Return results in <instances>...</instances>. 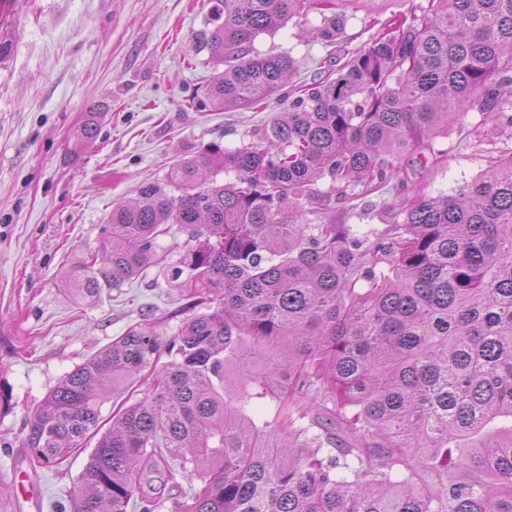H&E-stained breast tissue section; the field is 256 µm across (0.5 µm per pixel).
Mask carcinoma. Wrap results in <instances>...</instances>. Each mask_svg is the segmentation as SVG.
Listing matches in <instances>:
<instances>
[{"instance_id": "cac0c4a2", "label": "carcinoma", "mask_w": 512, "mask_h": 512, "mask_svg": "<svg viewBox=\"0 0 512 512\" xmlns=\"http://www.w3.org/2000/svg\"><path fill=\"white\" fill-rule=\"evenodd\" d=\"M361 2L377 0H215L204 47L224 69L206 101L288 107L248 144L188 152L113 203L98 246L65 269L92 298L158 267L191 311L166 341L149 318L130 326L30 414L35 471L95 441L70 512H160L189 472L201 484L174 512H512V147L450 195L400 181L397 221L372 241L302 207L323 177L345 202L447 155L438 138L469 112L512 129V0L375 16L363 47L298 87L291 56L254 46L295 18L337 44ZM103 116L85 113L78 138ZM176 224L174 261L159 239ZM232 375L255 392L229 394ZM142 385L103 427L107 396ZM266 397L260 427L247 411Z\"/></svg>"}]
</instances>
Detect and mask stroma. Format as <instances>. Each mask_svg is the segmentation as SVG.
<instances>
[{"label": "stroma", "mask_w": 512, "mask_h": 512, "mask_svg": "<svg viewBox=\"0 0 512 512\" xmlns=\"http://www.w3.org/2000/svg\"><path fill=\"white\" fill-rule=\"evenodd\" d=\"M214 0H0V492L21 512L66 503L88 451L62 473H32L23 446L29 412L68 371L142 316L158 319L162 339L177 331L182 305L148 268L123 287L77 302L62 278L69 259L98 245L113 201L163 181L187 150L237 148L280 109L211 111L199 106L216 72L196 38L211 30ZM259 52L290 54L293 83L311 81L331 49L305 41L298 21L257 37ZM105 114L95 142L73 133L85 112ZM468 113L441 139V164L406 166L401 178L427 194L474 181L490 149L512 145L501 132L473 136ZM393 192L335 204L329 216L374 237L394 223Z\"/></svg>", "instance_id": "1"}]
</instances>
